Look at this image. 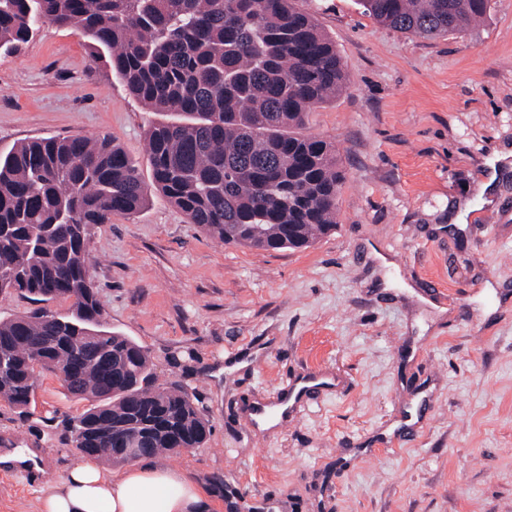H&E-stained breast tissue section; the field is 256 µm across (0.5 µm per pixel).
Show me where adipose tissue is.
Instances as JSON below:
<instances>
[{
    "label": "adipose tissue",
    "mask_w": 512,
    "mask_h": 512,
    "mask_svg": "<svg viewBox=\"0 0 512 512\" xmlns=\"http://www.w3.org/2000/svg\"><path fill=\"white\" fill-rule=\"evenodd\" d=\"M210 493L150 458L116 472L93 460L45 482L38 512H210Z\"/></svg>",
    "instance_id": "ef3b65f1"
}]
</instances>
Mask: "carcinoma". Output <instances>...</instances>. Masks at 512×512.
<instances>
[{"mask_svg": "<svg viewBox=\"0 0 512 512\" xmlns=\"http://www.w3.org/2000/svg\"><path fill=\"white\" fill-rule=\"evenodd\" d=\"M377 22L436 38L484 18L489 0H361ZM71 27L128 90L182 120L147 131L153 187L209 236L268 251L305 249L336 228V150L304 136L309 112L345 83L335 44L294 0H0V50L15 53L45 24ZM148 187L116 143L36 138L0 154V294L72 301L0 320L15 380L0 399L25 409L36 368L89 402L66 427L78 448L124 463L115 441L138 414L150 431L137 457L202 448L211 433L196 396L157 383L149 357L102 325L88 272L92 229L145 205Z\"/></svg>", "mask_w": 512, "mask_h": 512, "instance_id": "cac0c4a2", "label": "carcinoma"}]
</instances>
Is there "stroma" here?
<instances>
[{
	"label": "stroma",
	"mask_w": 512,
	"mask_h": 512,
	"mask_svg": "<svg viewBox=\"0 0 512 512\" xmlns=\"http://www.w3.org/2000/svg\"><path fill=\"white\" fill-rule=\"evenodd\" d=\"M333 41L344 91L305 135L345 176L336 228L306 249L261 251L207 235L159 192L96 228L89 274L107 330L134 338L159 381L193 392L204 447L160 455L212 493V512H512V167L494 201L477 184L512 152V0L434 39L378 23L358 0H295ZM171 115L133 96L75 29L53 24L0 53V153L50 136L109 138L151 182L146 133ZM468 207L465 223H450ZM452 295L438 311L425 289ZM349 380L261 432L241 401L294 372ZM87 403L38 370L0 437L82 460L66 421ZM417 415L406 443L388 430ZM39 485L0 471V512H35Z\"/></svg>",
	"instance_id": "stroma-1"
}]
</instances>
